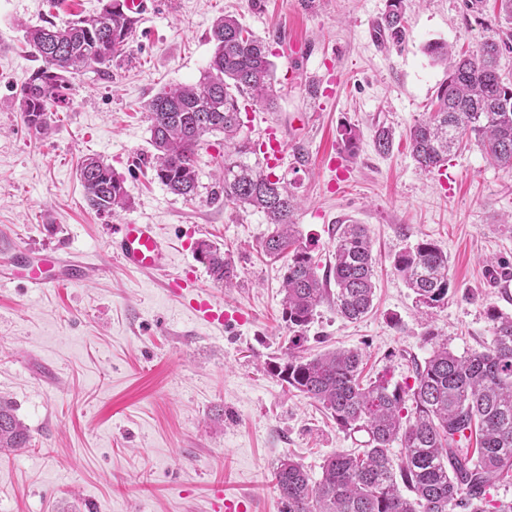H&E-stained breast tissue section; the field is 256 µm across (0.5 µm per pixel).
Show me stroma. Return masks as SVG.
Segmentation results:
<instances>
[{
  "mask_svg": "<svg viewBox=\"0 0 512 512\" xmlns=\"http://www.w3.org/2000/svg\"><path fill=\"white\" fill-rule=\"evenodd\" d=\"M405 4L407 36L395 45L372 39L387 0H152L126 56L110 72L73 78L42 137L19 110L39 66L23 28L61 27L101 2L0 0V241L86 265L81 280L42 292L0 268V397L31 435L24 452L0 454V512H213L220 496L247 512H282L273 472L283 457L316 480L329 455L361 446L363 434L342 430L272 371L293 336L282 305L288 259L263 254L273 227L262 213L211 201L223 134L206 138L195 199L152 176L145 105L200 79L220 15L270 43L275 105L243 102L241 133L254 141L270 126L285 140L288 158L273 173L302 202L298 236L318 275L346 222L366 226L379 259L372 310L350 322L325 302L298 354L356 349L366 375L404 386L432 352L427 331L458 355L489 345L486 307L512 315V232L501 223L512 214V173L472 143L421 172L406 134L446 78L427 44L472 51L506 23L490 5L472 15L464 0ZM279 33L303 40L305 52L274 42ZM347 127L357 135L352 153ZM380 127L393 132L390 152L375 145ZM87 155L123 177L128 209L86 205L77 168ZM124 221L158 226L172 247L166 274L129 271L114 258L108 227ZM422 238L448 256V300L435 308L417 306L392 266ZM202 239L229 251L231 289L196 260ZM489 259L499 271L487 272ZM190 273L229 313L224 325L197 320L166 291V278Z\"/></svg>",
  "mask_w": 512,
  "mask_h": 512,
  "instance_id": "1",
  "label": "stroma"
}]
</instances>
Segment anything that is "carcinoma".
Returning <instances> with one entry per match:
<instances>
[{
  "label": "carcinoma",
  "mask_w": 512,
  "mask_h": 512,
  "mask_svg": "<svg viewBox=\"0 0 512 512\" xmlns=\"http://www.w3.org/2000/svg\"><path fill=\"white\" fill-rule=\"evenodd\" d=\"M404 0H388L380 28L393 41L405 33ZM138 24L112 0L89 17L63 27L55 24L25 30L30 48L43 66L23 87L20 110L38 135L48 132L52 107L65 100L71 79L88 68L112 67L123 56ZM214 54L199 81L155 94L147 104L154 179L171 193L195 199L198 156L205 136L224 134V167L211 200L251 207L275 225L263 243L264 253L288 254L283 310L288 326L306 327L318 307L331 301L337 313L358 320L371 309L376 256L366 228L346 224L336 237L334 264L325 287L309 250L295 231L297 199L286 184L246 162L250 140L241 137L240 100L270 107L273 63L265 41L253 36L233 16L217 17L209 30ZM512 49V33L488 37L478 48L452 57L448 44L428 46L446 66L434 108L407 134L412 157L424 172L443 166L467 139L502 169L512 171V80L503 78L500 59ZM87 206L112 214L129 206L124 180L97 156L79 168ZM197 261L212 280L227 286L236 277L224 250L209 240L196 246ZM393 268L418 303L437 307L448 300V255L433 241L421 239L397 254ZM492 340L480 350L458 356L443 342L422 364H415L411 386L389 387L378 378L360 379L357 350L327 352L311 358L287 353L274 366L278 376L319 403L341 428L366 434L356 453L336 452L325 459L322 477L312 481L302 465L284 457L273 473L285 512H512V501L488 499V491L512 482V315L487 309ZM480 448L463 447L472 433ZM28 428L14 405L0 399V452L30 446ZM399 443L403 456L390 455Z\"/></svg>",
  "instance_id": "carcinoma-1"
}]
</instances>
